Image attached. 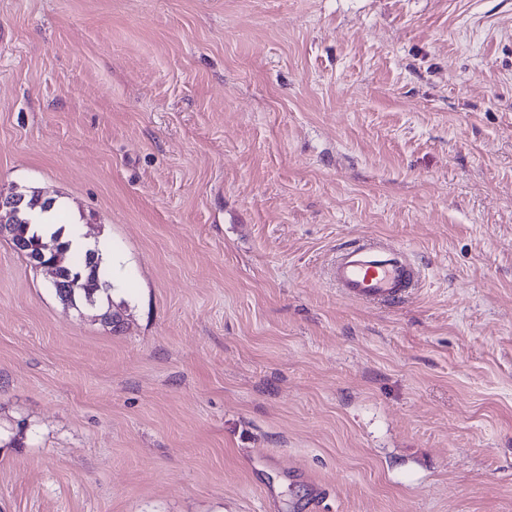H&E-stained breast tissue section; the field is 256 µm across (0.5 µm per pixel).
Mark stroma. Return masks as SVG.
<instances>
[{
	"label": "stroma",
	"instance_id": "1",
	"mask_svg": "<svg viewBox=\"0 0 512 512\" xmlns=\"http://www.w3.org/2000/svg\"><path fill=\"white\" fill-rule=\"evenodd\" d=\"M17 191L123 326L0 238V512H512V0H0ZM416 275L405 252L374 241L345 248L332 267V277L344 295L377 302L401 297ZM99 253L102 257L106 253V248L98 244ZM74 256L71 265L63 267L58 272L59 287L56 278L53 280L55 294L62 302L65 301L71 306L78 303H84L91 306L107 307L103 314L112 315V322L104 321L112 325L117 330L121 327L122 320L118 313L112 311V298L110 290L112 288L106 274L101 267L99 253L95 252L92 256H87L86 251L70 252ZM59 294V295H58Z\"/></svg>",
	"mask_w": 512,
	"mask_h": 512
}]
</instances>
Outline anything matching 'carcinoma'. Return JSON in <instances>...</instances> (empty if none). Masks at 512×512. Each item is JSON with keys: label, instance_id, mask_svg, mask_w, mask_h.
<instances>
[{"label": "carcinoma", "instance_id": "cac0c4a2", "mask_svg": "<svg viewBox=\"0 0 512 512\" xmlns=\"http://www.w3.org/2000/svg\"><path fill=\"white\" fill-rule=\"evenodd\" d=\"M55 202V198H44L40 194L18 195L16 207L11 209V216L8 220L17 225L16 235L8 237L13 249L24 257H29V251L24 249L21 242L25 241L33 250L50 257L53 250L60 247H71L69 241L61 238V232L51 235L50 240L45 242L35 232L29 231V224L32 220L25 217V213L36 208L47 210ZM74 261L71 265L63 267L58 272L59 288L55 294L59 300L72 306L84 303L91 306L105 308L104 314L112 316L113 329L121 327L122 320L118 313L112 311V298L110 296V283L101 267L99 253L89 256L85 252H72Z\"/></svg>", "mask_w": 512, "mask_h": 512}]
</instances>
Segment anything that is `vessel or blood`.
I'll return each instance as SVG.
<instances>
[{
  "instance_id": "b4317fda",
  "label": "vessel or blood",
  "mask_w": 512,
  "mask_h": 512,
  "mask_svg": "<svg viewBox=\"0 0 512 512\" xmlns=\"http://www.w3.org/2000/svg\"><path fill=\"white\" fill-rule=\"evenodd\" d=\"M416 275L405 252L374 241L345 248L332 267V277L344 295L377 302L401 297Z\"/></svg>"
}]
</instances>
